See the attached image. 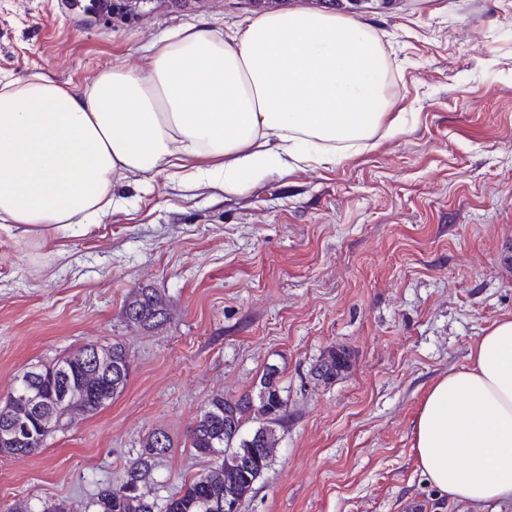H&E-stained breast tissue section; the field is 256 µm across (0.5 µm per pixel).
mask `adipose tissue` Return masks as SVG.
<instances>
[{
  "label": "adipose tissue",
  "mask_w": 512,
  "mask_h": 512,
  "mask_svg": "<svg viewBox=\"0 0 512 512\" xmlns=\"http://www.w3.org/2000/svg\"><path fill=\"white\" fill-rule=\"evenodd\" d=\"M358 0L259 11L220 32L180 25L143 68L76 89L34 73L0 81V235L40 246L87 235L114 183L193 161L195 179L237 193L270 171L328 164L386 119L391 74ZM471 363L428 387L413 431L427 482L469 512L512 508V316Z\"/></svg>",
  "instance_id": "adipose-tissue-1"
}]
</instances>
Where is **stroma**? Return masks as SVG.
Here are the masks:
<instances>
[{"mask_svg":"<svg viewBox=\"0 0 512 512\" xmlns=\"http://www.w3.org/2000/svg\"><path fill=\"white\" fill-rule=\"evenodd\" d=\"M89 0H0V78L82 87L140 66L172 27L226 30L249 0H153L91 19ZM391 62L395 134L334 163L279 169L239 193L164 171L116 186L123 204L62 254L0 236V399L29 367L122 343L120 396L18 460L0 455V512H93L143 440L168 453L146 490L164 500L214 461L188 433L204 403L281 371L288 417L245 512H458L422 476L413 423L429 384L512 315V0H389L358 13ZM138 288L167 302L144 329ZM350 365L311 369L329 349ZM124 313L125 318L130 319L129 322L143 328H152L167 317V304L153 289L138 288L126 300ZM336 353L339 354L338 362H336ZM349 361L350 356L346 351L331 349L327 351V354L317 360L312 368V374L318 380L324 382L333 381L342 371L348 368ZM338 365L341 367L342 371L336 370Z\"/></svg>","mask_w":512,"mask_h":512,"instance_id":"obj_1","label":"stroma"}]
</instances>
